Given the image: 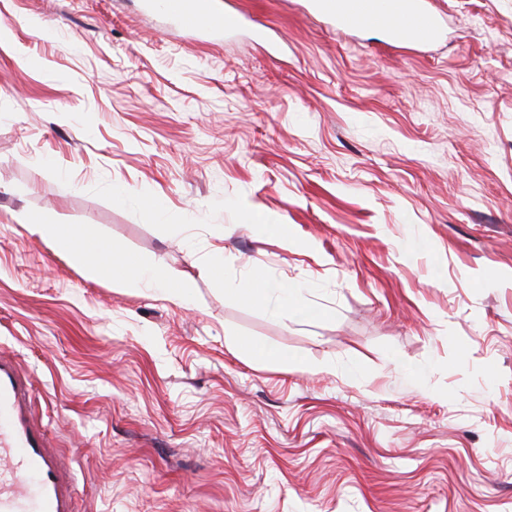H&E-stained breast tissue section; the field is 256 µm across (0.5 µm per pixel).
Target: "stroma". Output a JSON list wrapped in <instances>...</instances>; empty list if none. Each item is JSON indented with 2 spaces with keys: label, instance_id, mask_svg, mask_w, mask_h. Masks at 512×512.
I'll return each instance as SVG.
<instances>
[{
  "label": "stroma",
  "instance_id": "35a3bbf8",
  "mask_svg": "<svg viewBox=\"0 0 512 512\" xmlns=\"http://www.w3.org/2000/svg\"><path fill=\"white\" fill-rule=\"evenodd\" d=\"M216 2L0 0V345L79 512H512V0H429L424 48ZM209 0H168L165 13L186 31L224 32L237 31L243 24L240 13L215 11ZM13 219L18 224L28 227L33 235L53 240L55 245L68 255L71 262L83 270L87 278L96 279L99 276L101 267L98 262L84 246L78 243L75 235L63 231L61 224H44L42 221H35L25 210L16 212ZM260 288H252V299L272 306L273 310L281 311L285 305L299 307L304 304L301 288L273 286L266 280L261 281Z\"/></svg>",
  "mask_w": 512,
  "mask_h": 512
}]
</instances>
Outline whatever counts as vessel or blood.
<instances>
[{
    "mask_svg": "<svg viewBox=\"0 0 512 512\" xmlns=\"http://www.w3.org/2000/svg\"><path fill=\"white\" fill-rule=\"evenodd\" d=\"M336 30H376L389 45L428 46L442 36L425 0H312ZM165 13L187 31L232 33L240 13L215 11L209 0H167ZM67 456L48 436L35 388L16 355L0 347V512H76Z\"/></svg>",
    "mask_w": 512,
    "mask_h": 512,
    "instance_id": "b4317fda",
    "label": "vessel or blood"
}]
</instances>
